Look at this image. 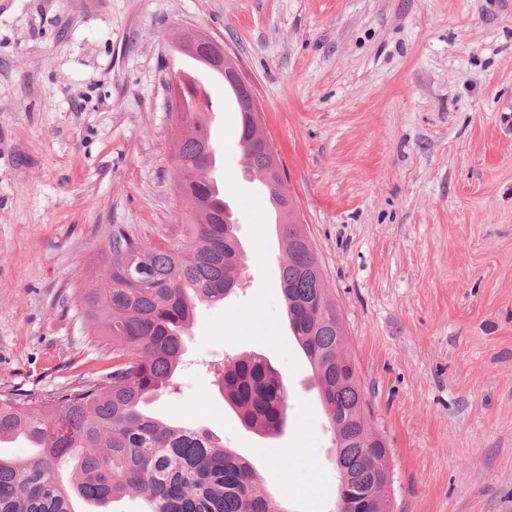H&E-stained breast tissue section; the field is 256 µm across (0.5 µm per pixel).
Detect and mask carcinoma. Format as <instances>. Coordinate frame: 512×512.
Returning <instances> with one entry per match:
<instances>
[{"instance_id":"1","label":"carcinoma","mask_w":512,"mask_h":512,"mask_svg":"<svg viewBox=\"0 0 512 512\" xmlns=\"http://www.w3.org/2000/svg\"><path fill=\"white\" fill-rule=\"evenodd\" d=\"M185 109L176 156L192 166L178 172L177 182L188 236L159 245L115 229L110 255L95 271L102 287L82 296L86 328L112 344V367L82 373L43 397L0 394V439L21 437L37 448L23 460L0 456V512H79L77 500L105 509L130 493L140 496L145 512H288L260 492L253 470L232 450L203 430L166 423L145 409L147 399L170 386L197 305L224 301L244 270L238 238L229 230L237 221L207 189L212 156L202 154L211 144L201 134L205 113ZM238 110L245 167L261 178L279 216L286 242L279 279L289 328L327 411L338 478L369 489L385 449L369 446L372 418L360 381L344 366L351 357L343 325L312 243L267 180L279 157L268 151L262 127L247 118L242 98ZM219 388L244 426L266 436L283 431L288 394L262 355L229 361Z\"/></svg>"}]
</instances>
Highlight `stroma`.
Returning a JSON list of instances; mask_svg holds the SVG:
<instances>
[{"label": "stroma", "mask_w": 512, "mask_h": 512, "mask_svg": "<svg viewBox=\"0 0 512 512\" xmlns=\"http://www.w3.org/2000/svg\"><path fill=\"white\" fill-rule=\"evenodd\" d=\"M240 65L392 452L398 512H512V0H0V391L111 365L81 292L115 227L176 240L172 74L207 80L211 142L247 256L198 307L153 415L209 431L288 512H334L336 445L289 328L284 243L244 168ZM259 353L288 426H242L218 382ZM288 449L285 458L274 456ZM189 39L194 46H205V56L215 65L224 68V77L226 80L238 85L247 99L253 100L252 86L244 78L238 66L233 64L229 56L212 38L202 34L197 29H192Z\"/></svg>", "instance_id": "35a3bbf8"}]
</instances>
